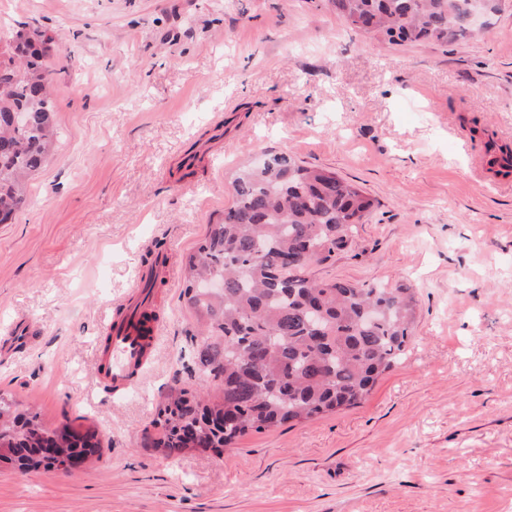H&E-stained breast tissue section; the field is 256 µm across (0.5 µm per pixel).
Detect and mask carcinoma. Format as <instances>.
<instances>
[{"instance_id": "carcinoma-1", "label": "carcinoma", "mask_w": 512, "mask_h": 512, "mask_svg": "<svg viewBox=\"0 0 512 512\" xmlns=\"http://www.w3.org/2000/svg\"><path fill=\"white\" fill-rule=\"evenodd\" d=\"M344 24L395 44H444L476 31L472 0H331ZM52 38L17 32L0 61V224L26 202V177L54 137L44 59ZM22 114L15 122L13 116ZM224 219L207 225L186 261L184 296L206 338L196 364L214 391L173 388L159 407L161 434L143 447L163 456L197 448L220 452L251 433L302 423L360 405L409 340L408 289L320 280L310 267L353 248L375 200L327 168L266 154L233 182ZM215 276L218 292L195 287ZM83 445L101 456L94 425L45 426L0 395V453L24 471L50 469Z\"/></svg>"}]
</instances>
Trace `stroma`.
Instances as JSON below:
<instances>
[{
    "label": "stroma",
    "mask_w": 512,
    "mask_h": 512,
    "mask_svg": "<svg viewBox=\"0 0 512 512\" xmlns=\"http://www.w3.org/2000/svg\"><path fill=\"white\" fill-rule=\"evenodd\" d=\"M54 39L58 137L0 224V393L83 416L80 469L0 465V512H512V0L480 36L390 44L328 0H0ZM361 187L357 245L317 278L406 286L405 358L359 406L165 458L142 445L170 387L204 385L183 282L158 271L155 348L95 375L105 323L155 258L184 262L265 151Z\"/></svg>",
    "instance_id": "1"
}]
</instances>
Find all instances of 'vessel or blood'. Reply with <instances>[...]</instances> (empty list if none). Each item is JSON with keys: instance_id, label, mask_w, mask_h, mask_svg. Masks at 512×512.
Returning <instances> with one entry per match:
<instances>
[{"instance_id": "vessel-or-blood-1", "label": "vessel or blood", "mask_w": 512, "mask_h": 512, "mask_svg": "<svg viewBox=\"0 0 512 512\" xmlns=\"http://www.w3.org/2000/svg\"><path fill=\"white\" fill-rule=\"evenodd\" d=\"M152 298L150 288L139 286L134 306L127 309L122 319L108 326L106 353L96 363L99 379L108 381L114 387L124 388L131 373L147 362L157 334L154 323L143 317Z\"/></svg>"}]
</instances>
